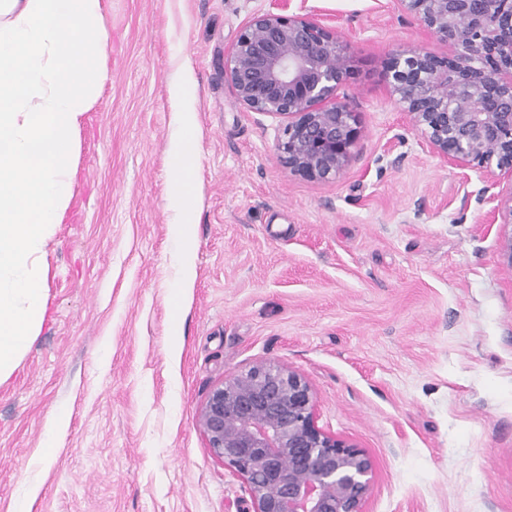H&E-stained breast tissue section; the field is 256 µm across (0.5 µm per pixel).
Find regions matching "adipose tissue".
Instances as JSON below:
<instances>
[{"label": "adipose tissue", "mask_w": 512, "mask_h": 512, "mask_svg": "<svg viewBox=\"0 0 512 512\" xmlns=\"http://www.w3.org/2000/svg\"><path fill=\"white\" fill-rule=\"evenodd\" d=\"M177 122L183 135L170 144V155L173 160L171 202L173 206L179 208L181 220L177 227L178 246L173 259L181 274L180 284L186 287L193 279L195 259V240L191 229L192 215L186 204L187 177L196 151L195 115L191 112L178 113Z\"/></svg>", "instance_id": "adipose-tissue-1"}]
</instances>
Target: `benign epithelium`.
I'll return each instance as SVG.
<instances>
[{
    "label": "benign epithelium",
    "mask_w": 512,
    "mask_h": 512,
    "mask_svg": "<svg viewBox=\"0 0 512 512\" xmlns=\"http://www.w3.org/2000/svg\"><path fill=\"white\" fill-rule=\"evenodd\" d=\"M455 48H417L388 63L393 94L427 145L461 167L512 178V0H396ZM238 101L281 120L280 164L311 181L340 176L361 137L337 90L350 73L336 31L310 14L266 12L242 29L224 61ZM196 424L215 459L237 474L238 512H364L373 461L318 426L307 379L259 362L215 385Z\"/></svg>",
    "instance_id": "1"
}]
</instances>
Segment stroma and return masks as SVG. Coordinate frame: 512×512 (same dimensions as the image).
<instances>
[{"label": "stroma", "mask_w": 512, "mask_h": 512, "mask_svg": "<svg viewBox=\"0 0 512 512\" xmlns=\"http://www.w3.org/2000/svg\"><path fill=\"white\" fill-rule=\"evenodd\" d=\"M277 7L104 0L108 78L44 248L46 317L0 381V512L59 411L33 512H236L243 481L196 417L259 361L299 370L319 427L372 458L365 512H512V184L434 154L388 72L402 50H454L395 0H291L346 41L340 96L362 130L339 178L308 181L277 159L278 118L224 74L242 27ZM184 109L196 276L181 290L168 145ZM69 417L65 412H57L50 419L46 429V442L43 448L39 449L38 463L43 467L51 460L55 450L57 434L67 426Z\"/></svg>", "instance_id": "obj_1"}]
</instances>
